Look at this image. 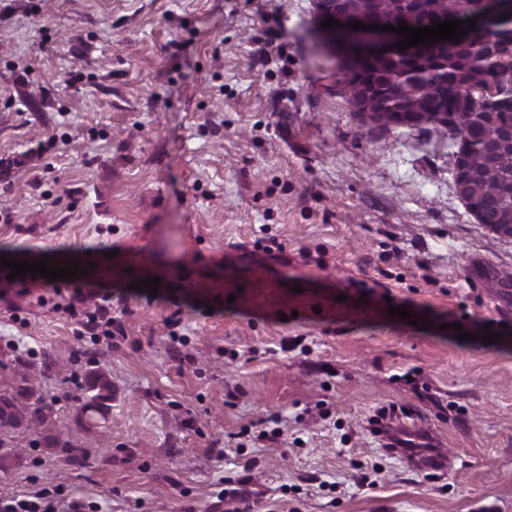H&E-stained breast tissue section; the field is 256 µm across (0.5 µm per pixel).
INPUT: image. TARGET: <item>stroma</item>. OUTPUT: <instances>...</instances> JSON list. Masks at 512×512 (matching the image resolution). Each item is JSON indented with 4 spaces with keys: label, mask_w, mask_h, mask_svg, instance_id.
Returning <instances> with one entry per match:
<instances>
[{
    "label": "stroma",
    "mask_w": 512,
    "mask_h": 512,
    "mask_svg": "<svg viewBox=\"0 0 512 512\" xmlns=\"http://www.w3.org/2000/svg\"><path fill=\"white\" fill-rule=\"evenodd\" d=\"M340 66L313 0H0V256L93 265L126 328L0 316V390L37 371L52 408L0 430V494L206 512L229 476L255 512H512V240L456 193L447 128L362 120ZM390 407L454 470L388 453ZM78 407L80 413L85 415L88 426L97 425V421H106L112 401V382L102 370L91 371L86 378V393ZM94 421V423L92 422Z\"/></svg>",
    "instance_id": "1"
}]
</instances>
